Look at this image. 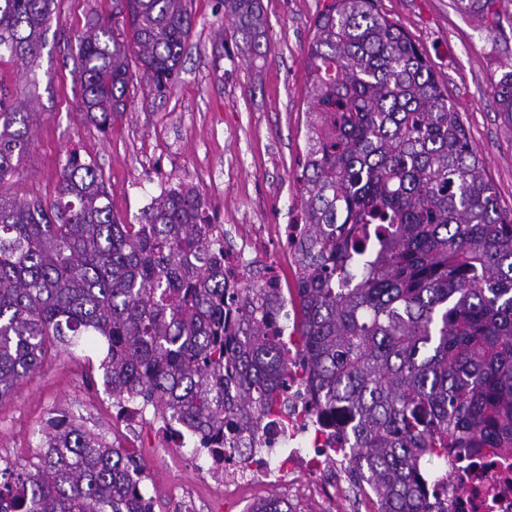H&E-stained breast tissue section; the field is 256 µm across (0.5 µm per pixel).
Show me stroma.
<instances>
[{
	"mask_svg": "<svg viewBox=\"0 0 512 512\" xmlns=\"http://www.w3.org/2000/svg\"><path fill=\"white\" fill-rule=\"evenodd\" d=\"M380 12L423 49L459 112L491 178L501 207L512 210V115L501 112L493 87L512 69V0L490 12L461 13L454 0H377ZM325 0H261L269 52L255 57L218 30L227 25L222 0H188L193 27L179 71L157 88L131 63L126 107L98 129L79 110L77 37L88 22L112 13V0H55L45 45L32 65L0 56V85L31 98L29 149L9 180L19 199L52 203L69 153L101 173L116 219L138 223L152 199L180 185L193 188L224 247L238 249L253 224L274 243L284 287L296 268L284 229L300 220L297 178L306 146V56ZM101 344L92 339L53 355L0 400V459L23 468L41 455V433L66 416L102 434L117 448H140L142 492L153 512H169L167 490L192 486L212 512L220 482L199 480L191 458L172 448L160 421L128 426L105 392Z\"/></svg>",
	"mask_w": 512,
	"mask_h": 512,
	"instance_id": "1",
	"label": "stroma"
}]
</instances>
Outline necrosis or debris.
<instances>
[{
  "label": "necrosis or debris",
  "instance_id": "necrosis-or-debris-1",
  "mask_svg": "<svg viewBox=\"0 0 512 512\" xmlns=\"http://www.w3.org/2000/svg\"><path fill=\"white\" fill-rule=\"evenodd\" d=\"M301 364L288 371L291 396L287 421L266 419L259 426L256 462L225 463L218 478L225 488L236 489L257 479L278 477L292 500L327 493L353 501L356 489L345 476L343 465L331 464L339 454L336 437L348 433L351 420L345 414L321 416L305 413L299 392L305 391ZM314 474L313 481L299 482L298 469ZM443 486L448 512H512V451L504 448H463L448 457V466L436 471Z\"/></svg>",
  "mask_w": 512,
  "mask_h": 512
}]
</instances>
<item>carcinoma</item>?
<instances>
[{
	"label": "carcinoma",
	"instance_id": "1",
	"mask_svg": "<svg viewBox=\"0 0 512 512\" xmlns=\"http://www.w3.org/2000/svg\"><path fill=\"white\" fill-rule=\"evenodd\" d=\"M54 0H0V53L32 60ZM232 38L261 56L260 0H224ZM193 26L186 0H113L78 38L80 111L100 127L126 106L129 60L162 88ZM304 222L296 331L316 407L354 420L346 470L376 512H445L423 461L512 449V213L499 204L459 113L421 48L377 0H331L306 59ZM512 113V70L494 87ZM27 113L0 86V400L51 353L106 346L118 414L153 408L219 462L252 454L224 421L280 414L288 346L277 288L226 296L224 230L192 188L120 224L102 176L71 156L57 198L3 189L27 152ZM44 452L0 482V512H150L144 467L65 417ZM252 512H294L269 499Z\"/></svg>",
	"mask_w": 512,
	"mask_h": 512
}]
</instances>
